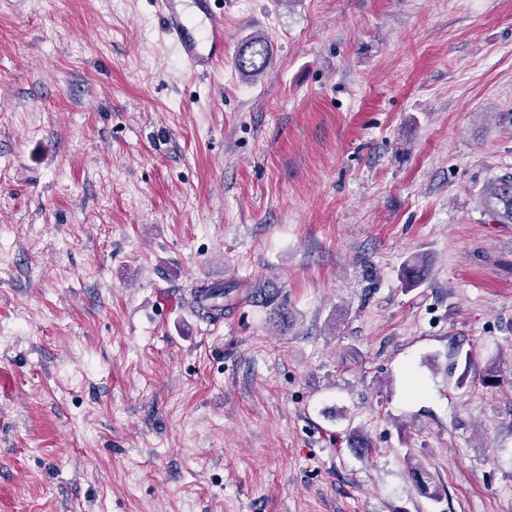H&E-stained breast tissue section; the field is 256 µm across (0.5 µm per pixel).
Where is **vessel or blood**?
Masks as SVG:
<instances>
[{"mask_svg":"<svg viewBox=\"0 0 512 512\" xmlns=\"http://www.w3.org/2000/svg\"><path fill=\"white\" fill-rule=\"evenodd\" d=\"M165 30L187 68L205 74L224 62V8L220 0H158Z\"/></svg>","mask_w":512,"mask_h":512,"instance_id":"1","label":"vessel or blood"}]
</instances>
